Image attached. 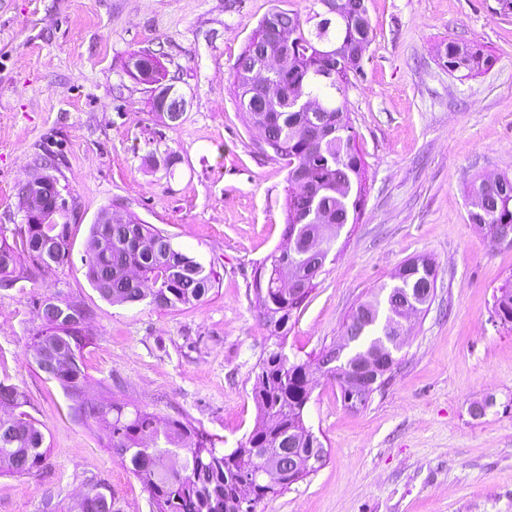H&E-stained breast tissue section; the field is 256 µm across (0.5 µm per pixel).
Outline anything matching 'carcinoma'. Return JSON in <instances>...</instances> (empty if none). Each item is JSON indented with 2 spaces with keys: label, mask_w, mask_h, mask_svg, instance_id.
<instances>
[{
  "label": "carcinoma",
  "mask_w": 512,
  "mask_h": 512,
  "mask_svg": "<svg viewBox=\"0 0 512 512\" xmlns=\"http://www.w3.org/2000/svg\"><path fill=\"white\" fill-rule=\"evenodd\" d=\"M340 5L344 7L342 17L327 23L316 19L314 13L303 19L297 11H271L235 64L234 89L240 109L249 121L255 116L267 120L263 133L270 150L288 158L286 224L296 227L298 237L292 245L281 247L266 270L270 293L258 307L275 343L259 367L254 393L259 419L245 444L230 455L215 448L208 435L179 420L162 422L138 408L128 411L124 404L91 409L77 404L79 413L109 431L114 453L147 488L155 512H234L242 472H254L269 461L288 464L290 447L298 449L307 472H313V457L323 443L304 420L310 399L304 386L308 374L316 369L343 388L340 366L360 354L377 350L386 362L398 364L399 349L389 341L400 329V306L428 310L421 288L436 281L438 267L431 258L419 255L406 262L408 275L383 298L361 303L352 311L343 328L348 349L341 361L329 359L332 346L312 362L282 359L286 326L299 305L280 287V281L289 275V287L301 286L310 293L336 241L334 235L319 237L322 226L354 223L366 196L365 172L345 88L349 75L361 72L351 52L371 36L372 27L364 0H355L349 7L342 0ZM273 30L291 39V66L286 76L265 70L266 80L276 88L267 94L249 82L240 71V62L256 60ZM439 57L449 71L465 76L488 64L480 50L455 40L444 44ZM468 199L471 223L490 228L512 247V177L477 178L468 186ZM58 232L52 224L24 223L20 245L28 251L42 241H55L56 259L46 267L60 266L69 259V242L54 240ZM14 257V247L1 239L0 286L10 287L26 279L7 264ZM82 261L92 286L112 304L147 300L173 309L200 300L212 288L213 271L196 256L176 248L164 231L134 217L92 225ZM41 304L55 306L59 312L34 337L32 349L52 341L57 351L69 356L57 381L75 395L85 378L82 303L59 294ZM494 306L499 319L511 324L512 279L497 288ZM1 400L18 407L23 393L0 381ZM179 450L183 452L180 466L166 465V458ZM47 451L45 435L31 419L19 414L0 421V461L8 462V472L29 471ZM110 508L111 501L91 486L82 512H110Z\"/></svg>",
  "instance_id": "cac0c4a2"
}]
</instances>
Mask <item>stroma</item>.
I'll return each instance as SVG.
<instances>
[{
	"instance_id": "stroma-1",
	"label": "stroma",
	"mask_w": 512,
	"mask_h": 512,
	"mask_svg": "<svg viewBox=\"0 0 512 512\" xmlns=\"http://www.w3.org/2000/svg\"><path fill=\"white\" fill-rule=\"evenodd\" d=\"M362 72L346 88L365 163L366 201L338 237L317 286L288 322L284 351L308 359L341 342L352 308L426 255L438 266L427 313L409 317L400 364L360 410L315 375L305 421L323 465L257 512H512V325L494 295L512 248L469 220L475 176H512V14L497 0H366ZM315 0H0V238L18 239L20 187L54 155L67 201L68 262L48 270L17 251L22 286L0 288V380L46 437L41 465L0 472V512H79L100 485L112 512H152L150 497L74 401H131L163 420L244 444L258 417L260 360L271 348L254 274L286 227L288 160L248 126L234 66L261 20ZM451 40L490 63L464 78L439 57ZM151 51L186 100L178 123L128 72ZM179 157L167 166L168 153ZM167 232L214 271L212 289L177 309L102 299L82 261L102 210ZM82 301L85 380L78 398L36 366V302ZM492 398L486 415L472 401Z\"/></svg>"
}]
</instances>
